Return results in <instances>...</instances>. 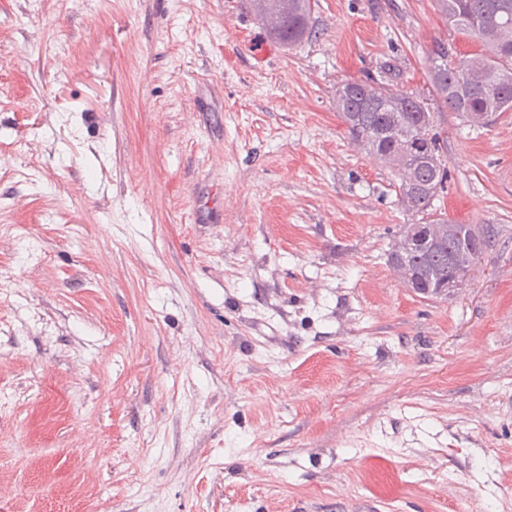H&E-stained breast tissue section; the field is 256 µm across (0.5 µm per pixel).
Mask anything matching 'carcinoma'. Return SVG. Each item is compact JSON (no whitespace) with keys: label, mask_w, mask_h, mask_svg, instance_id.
Listing matches in <instances>:
<instances>
[{"label":"carcinoma","mask_w":512,"mask_h":512,"mask_svg":"<svg viewBox=\"0 0 512 512\" xmlns=\"http://www.w3.org/2000/svg\"><path fill=\"white\" fill-rule=\"evenodd\" d=\"M258 22L276 42L294 46L312 33L311 0H252ZM448 26L475 38L482 49L458 55L437 41L428 76L437 106L414 92H394L368 81L348 80L336 89V111L350 136L370 154L398 167L397 197L405 212L426 226L445 224L454 232L436 243L397 257L401 267L421 285V294L438 296L448 281V255L458 253L455 233L469 231L436 214L433 202L448 178L441 159L438 121L451 112L473 126H486L512 101V0H437Z\"/></svg>","instance_id":"carcinoma-1"}]
</instances>
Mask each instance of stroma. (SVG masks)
Instances as JSON below:
<instances>
[{
  "label": "stroma",
  "instance_id": "stroma-1",
  "mask_svg": "<svg viewBox=\"0 0 512 512\" xmlns=\"http://www.w3.org/2000/svg\"><path fill=\"white\" fill-rule=\"evenodd\" d=\"M313 22L0 0V512H512V112L442 120L434 206L490 242L417 296L336 89L426 94L434 42L480 46L436 0Z\"/></svg>",
  "mask_w": 512,
  "mask_h": 512
}]
</instances>
